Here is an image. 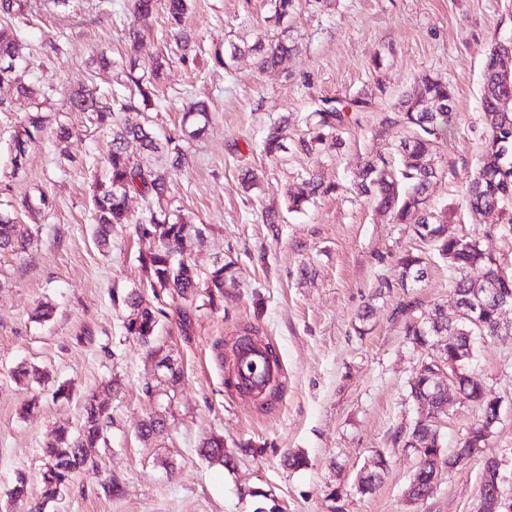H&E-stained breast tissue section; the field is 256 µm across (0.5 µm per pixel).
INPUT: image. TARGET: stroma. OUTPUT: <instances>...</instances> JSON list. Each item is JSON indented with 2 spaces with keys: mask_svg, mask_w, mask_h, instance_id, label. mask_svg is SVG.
<instances>
[{
  "mask_svg": "<svg viewBox=\"0 0 512 512\" xmlns=\"http://www.w3.org/2000/svg\"><path fill=\"white\" fill-rule=\"evenodd\" d=\"M30 22H16L26 47L27 78L38 100L0 86V210L32 231L24 249L0 253V512H21L9 492L25 476L31 501L43 491L42 447L57 426L79 428L82 403L95 393L111 422L105 441L88 449V462L61 499L43 512H255L259 493L280 512H474L484 464L501 461L512 495V335L479 342L472 376L499 398L501 416L487 445L462 466L443 470L432 493L412 504L405 490L418 458L406 441L420 417L408 381L435 350L413 346L408 318L423 319L434 306L454 314L448 264L410 225L395 224L351 192L363 163L391 158L403 136L395 119L404 95L427 77L454 90L453 129L436 147L437 176L429 212L458 235L479 240L512 271V229L502 211L468 210L461 190L473 173L486 137L481 109L484 62L494 44L512 39V0H298L281 20L274 0H192L181 30L192 38L186 60H173L156 84L147 116L161 129L181 121L183 106L205 101L211 110L204 134L184 144L175 169L171 208L189 225H207L190 240L187 255L200 270L216 260L234 262L237 283L224 305L184 310L163 297L156 344L180 368L176 389L161 385L157 359L124 327L126 312L114 294L142 287L139 257L156 244L112 231L108 248L92 237L91 176L102 168L108 138L73 112L61 86L126 92L130 57L150 63L174 46L164 12L135 19L130 0H70L45 9L29 0ZM146 31L138 52L129 27ZM288 41L294 51L279 67L262 70L253 54L214 62L215 53L247 42ZM362 98L338 146L306 155L299 141L323 101ZM42 110L52 130L65 123L74 137L58 144L47 136L29 149L25 167L12 173L10 146L26 113ZM288 120L286 148L266 156L264 132ZM71 163L61 164L60 153ZM259 183L241 185L243 170ZM316 169L335 192L303 212H288L290 194ZM47 194L50 210L32 213L23 198ZM280 223H265L266 210ZM422 254L425 278L386 289L398 258ZM49 303V320L33 319ZM274 347L285 375L270 410L262 397L228 389L224 379L245 329ZM35 366L48 380L16 383L11 372ZM71 397L55 400L59 386ZM152 393H145V386ZM31 411H24V404ZM166 413L167 428L145 440L141 423ZM480 419L469 403L454 405L437 427L445 448H456ZM224 440L233 467L209 463L204 441ZM306 464L288 468V453ZM388 461L376 489L355 484L377 455ZM116 482L119 495L107 492Z\"/></svg>",
  "mask_w": 512,
  "mask_h": 512,
  "instance_id": "obj_1",
  "label": "stroma"
}]
</instances>
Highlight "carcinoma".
<instances>
[{
    "mask_svg": "<svg viewBox=\"0 0 512 512\" xmlns=\"http://www.w3.org/2000/svg\"><path fill=\"white\" fill-rule=\"evenodd\" d=\"M164 5L167 19L176 24L187 11L190 0H132L133 14L147 17L159 5ZM27 0H0V16L26 17ZM293 47L279 40L275 43L258 42L251 46L233 45L232 54L253 52L259 56L260 66L275 67L289 55ZM26 61L23 45L17 32L0 28V84L15 87L22 96H33L37 91L24 79ZM167 64L165 58L154 59L150 71L140 69V64L131 62L127 71V83L137 95L117 96L109 104L102 103L91 89H82L67 94L69 109L73 112H88L94 125L109 133L110 148L103 166V174L94 176L92 187L93 239L98 247L110 243L112 230L118 224L132 227L141 238H152L158 242L156 250L140 256V266L145 273L146 287L154 297L169 294L191 306L202 297L206 305L219 308L224 303V289L236 284L235 264L215 263L205 274L186 256V243L190 236L200 239L205 236L206 225L188 229L187 224L171 218L164 206L171 191L168 168L162 164L144 166L130 151L138 146L151 152L176 154V161L185 156L183 142L186 135H196L206 130L210 111L203 102H194L183 112L180 130L164 137L159 143L151 120L132 121L129 112H143L148 106L154 81ZM454 92L451 85L439 78H427L421 87L410 92L402 102L400 122L406 132L400 142L397 161L392 163L378 156L368 159L353 180L357 194L369 199L378 211L390 216L396 224L412 223V230L420 240L430 243L441 258L448 261V269L454 277L455 294L464 295L470 280L487 278L499 288L512 295V274L499 275L501 264L486 252L480 242L449 231L447 222L426 213L427 191L437 170L433 151L438 141L447 137L453 120ZM366 102L360 98L338 106L332 101L313 112L309 137L301 141L302 150L311 154L326 138H337V132L347 120L346 111H363ZM481 108L488 134L482 154L474 173L463 190L465 205L479 212L494 211L512 198V60L505 58L496 49H491L483 69ZM47 117L39 110L29 112L15 131L11 144V163L14 169L23 168L28 149L42 139ZM286 124L271 125L263 140L266 155L277 154L283 148ZM336 190V185L325 184L314 172L308 174L303 190L290 197L288 211L300 212L315 198ZM132 194L156 204L148 207L146 215L133 219L128 211V198ZM31 233L25 225L0 212V252L15 251L25 246ZM401 287L407 282H420L426 274L424 257L409 252L399 259ZM128 310L125 328L138 337L146 346L154 341L160 316L165 311L146 302L142 291L134 288L122 296ZM433 321L412 319L405 325V336L422 348L432 347L434 336H455L458 346L476 342L484 336L499 335L498 315L492 308L481 312L480 323L459 319L448 323V316L437 305L432 310ZM159 366L164 368L163 380L174 388L182 373L167 356L161 358ZM410 395L421 392L432 395L435 408L448 402V391L434 390L424 385L423 378L409 381ZM107 419L104 402L92 395L84 400L82 422L79 430L70 431L64 426L53 429L42 448L48 460L43 472V498L48 502L57 498L67 488L72 475L87 461L86 449L93 448L102 438L103 422ZM437 428L430 423H415L407 447L416 449L418 464L414 471L417 488L429 494L430 475L436 462L439 448L436 442ZM203 455L212 462L224 466L231 458L224 455V440L213 438L203 444Z\"/></svg>",
    "mask_w": 512,
    "mask_h": 512,
    "instance_id": "obj_1",
    "label": "carcinoma"
}]
</instances>
